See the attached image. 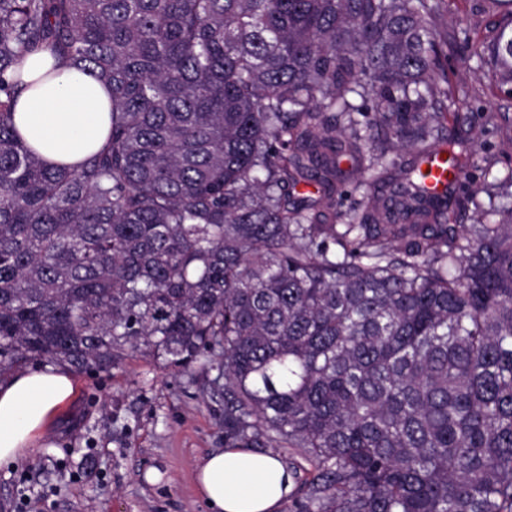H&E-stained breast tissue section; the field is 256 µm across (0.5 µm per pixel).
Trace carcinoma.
Returning <instances> with one entry per match:
<instances>
[{
	"label": "carcinoma",
	"mask_w": 512,
	"mask_h": 512,
	"mask_svg": "<svg viewBox=\"0 0 512 512\" xmlns=\"http://www.w3.org/2000/svg\"><path fill=\"white\" fill-rule=\"evenodd\" d=\"M454 5L0 0V370L217 357L224 447L309 465L289 512H512V167L460 125L512 115L448 79L512 96V0H483L488 37L442 33ZM43 48L112 92L78 165L14 123ZM448 78L451 81L463 78L480 90L482 97L478 106H483L485 112H509L512 115V98L509 100L501 94L490 79L481 72L464 70L453 60L448 63ZM446 153L438 154L427 161L424 171L428 173L426 185L432 193H442L448 189V181L459 179L460 175L448 167Z\"/></svg>",
	"instance_id": "1"
}]
</instances>
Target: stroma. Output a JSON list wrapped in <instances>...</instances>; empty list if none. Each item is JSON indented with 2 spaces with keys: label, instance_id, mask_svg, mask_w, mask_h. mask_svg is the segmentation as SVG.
<instances>
[{
  "label": "stroma",
  "instance_id": "obj_1",
  "mask_svg": "<svg viewBox=\"0 0 512 512\" xmlns=\"http://www.w3.org/2000/svg\"><path fill=\"white\" fill-rule=\"evenodd\" d=\"M488 112L512 113L481 72L449 63ZM75 393L45 435L0 466V512H207L194 472L224 447L219 369L125 351L107 371H73Z\"/></svg>",
  "mask_w": 512,
  "mask_h": 512
}]
</instances>
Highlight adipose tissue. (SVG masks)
Listing matches in <instances>:
<instances>
[{
	"mask_svg": "<svg viewBox=\"0 0 512 512\" xmlns=\"http://www.w3.org/2000/svg\"><path fill=\"white\" fill-rule=\"evenodd\" d=\"M14 122L47 163L81 162L106 141L111 91L81 67L56 65L50 51L28 56ZM73 393L71 377L53 369L19 373L0 385V464L18 460L43 436L54 411ZM196 486L209 512H280L293 478L279 458L250 448L210 453L196 469Z\"/></svg>",
	"mask_w": 512,
	"mask_h": 512,
	"instance_id": "obj_1",
	"label": "adipose tissue"
}]
</instances>
